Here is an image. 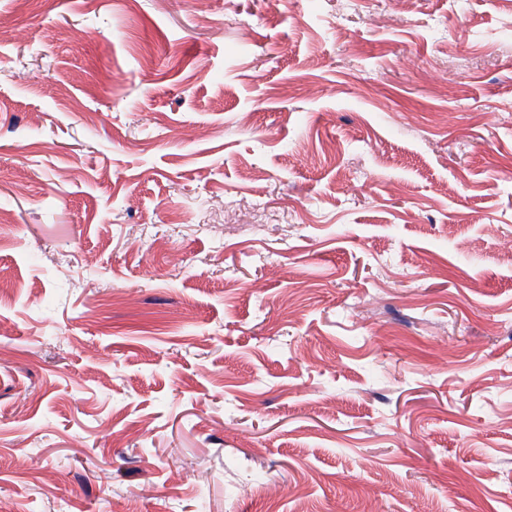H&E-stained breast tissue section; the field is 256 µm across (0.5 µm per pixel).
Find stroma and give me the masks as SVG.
<instances>
[{"label":"stroma","instance_id":"obj_1","mask_svg":"<svg viewBox=\"0 0 512 512\" xmlns=\"http://www.w3.org/2000/svg\"><path fill=\"white\" fill-rule=\"evenodd\" d=\"M357 2L0 0V512H512V14Z\"/></svg>","mask_w":512,"mask_h":512}]
</instances>
